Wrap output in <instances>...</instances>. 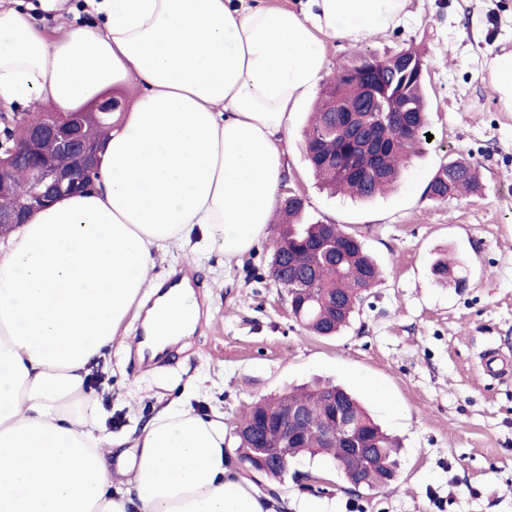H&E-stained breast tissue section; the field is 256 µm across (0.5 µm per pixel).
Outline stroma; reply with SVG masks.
<instances>
[{
    "label": "stroma",
    "mask_w": 512,
    "mask_h": 512,
    "mask_svg": "<svg viewBox=\"0 0 512 512\" xmlns=\"http://www.w3.org/2000/svg\"><path fill=\"white\" fill-rule=\"evenodd\" d=\"M411 11L366 46L422 53L432 135L424 152L382 196L330 195L300 146L308 98L292 117L278 190L282 200L304 198L306 222L360 237L382 270L378 287L344 332L322 338L292 317L271 276L268 238L229 263L216 245L159 254L154 279L186 262L201 272L204 318L173 360L145 367L131 355L142 317H128L91 383L115 439L133 445L161 406L188 400L201 415L223 414L234 449L236 423L254 401L330 380L400 439L397 476L368 490L324 462L299 459L284 480L252 479L275 512H305L312 501L326 512H512V374H490L482 363L493 348L512 360V112L490 81L493 55L512 50V0H412ZM461 153L479 170V190L431 198L434 174ZM444 249L467 261L462 287L433 279Z\"/></svg>",
    "instance_id": "35a3bbf8"
}]
</instances>
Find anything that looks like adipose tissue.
I'll return each instance as SVG.
<instances>
[{
    "label": "adipose tissue",
    "mask_w": 512,
    "mask_h": 512,
    "mask_svg": "<svg viewBox=\"0 0 512 512\" xmlns=\"http://www.w3.org/2000/svg\"><path fill=\"white\" fill-rule=\"evenodd\" d=\"M0 0V104L71 112L125 85L95 192L62 198L0 243V512H273L229 461L224 417L168 405L112 469L88 386L158 252L195 226L232 261L275 219L291 109L327 69L325 39L397 26L411 0H88L99 27L60 37ZM145 322L191 336L190 287Z\"/></svg>",
    "instance_id": "ef3b65f1"
}]
</instances>
